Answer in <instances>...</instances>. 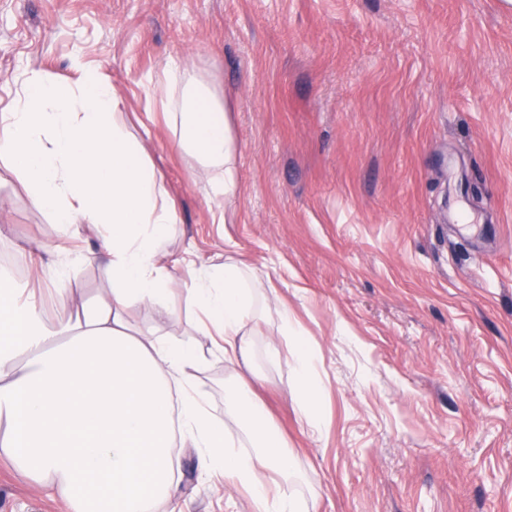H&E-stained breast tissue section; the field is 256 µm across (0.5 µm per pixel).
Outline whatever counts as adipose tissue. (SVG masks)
Instances as JSON below:
<instances>
[{"instance_id": "ef3b65f1", "label": "adipose tissue", "mask_w": 512, "mask_h": 512, "mask_svg": "<svg viewBox=\"0 0 512 512\" xmlns=\"http://www.w3.org/2000/svg\"><path fill=\"white\" fill-rule=\"evenodd\" d=\"M73 67L71 85L28 71L0 109V161L58 230L56 244L30 250L27 285L0 271V457L22 480L61 489L71 512H152L160 500L181 512L171 470L179 444L196 449L199 465L223 474L257 512H318L317 501L299 497L288 444L243 376L232 377L224 398L225 418L246 428L242 450L198 387L209 357L248 364L266 274L230 259H171L165 240L178 208L129 130L123 99L81 60ZM190 67L188 58L170 57L147 84L160 89L172 145L193 159L220 215L237 190L236 145L217 94L186 81ZM80 224L97 234L112 286L57 326L47 302L67 295L72 272L89 260L70 245ZM142 307L161 319L192 312L211 338L208 353L138 324ZM279 319L292 352L295 410L321 428L313 351L288 311Z\"/></svg>"}]
</instances>
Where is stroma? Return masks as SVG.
<instances>
[{
  "instance_id": "1",
  "label": "stroma",
  "mask_w": 512,
  "mask_h": 512,
  "mask_svg": "<svg viewBox=\"0 0 512 512\" xmlns=\"http://www.w3.org/2000/svg\"><path fill=\"white\" fill-rule=\"evenodd\" d=\"M224 100L238 190L213 221L143 78L170 55ZM81 58L148 122L176 201L172 258L269 274L255 391L319 512H512V8L503 0H0V106ZM139 126L134 134H141ZM9 258L54 244L0 162ZM78 268L51 322L111 288ZM315 351L323 417L293 408L280 307ZM184 512H254L177 449ZM0 512H71L0 462Z\"/></svg>"
}]
</instances>
